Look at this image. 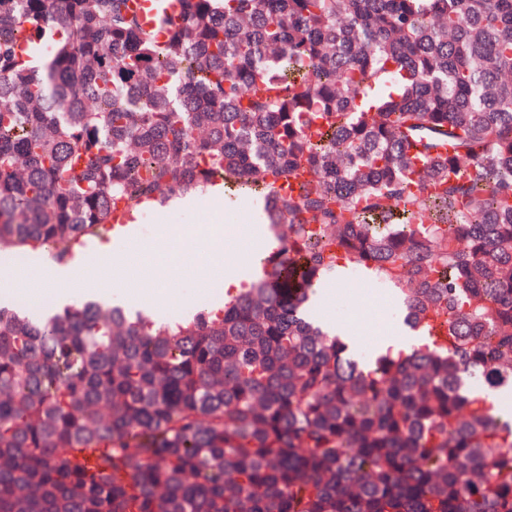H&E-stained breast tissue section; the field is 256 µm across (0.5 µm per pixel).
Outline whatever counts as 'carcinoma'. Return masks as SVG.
<instances>
[{
  "mask_svg": "<svg viewBox=\"0 0 512 512\" xmlns=\"http://www.w3.org/2000/svg\"><path fill=\"white\" fill-rule=\"evenodd\" d=\"M207 186L280 242L224 304L0 303V512H512V0H0V252ZM350 271L410 350L308 315ZM221 206L223 209L224 202ZM264 222L262 205L257 206L251 198L243 197L237 205L224 207V224H241L244 228L253 225L251 232L258 237L264 236Z\"/></svg>",
  "mask_w": 512,
  "mask_h": 512,
  "instance_id": "carcinoma-1",
  "label": "carcinoma"
}]
</instances>
